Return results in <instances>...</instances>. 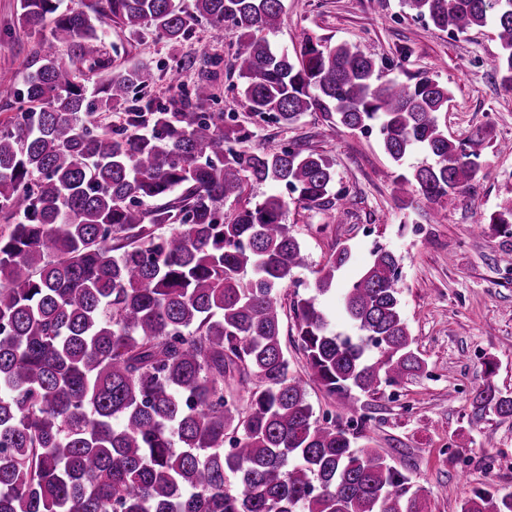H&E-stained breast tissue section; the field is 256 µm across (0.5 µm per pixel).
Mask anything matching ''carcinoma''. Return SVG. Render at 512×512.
<instances>
[{
    "instance_id": "carcinoma-1",
    "label": "carcinoma",
    "mask_w": 512,
    "mask_h": 512,
    "mask_svg": "<svg viewBox=\"0 0 512 512\" xmlns=\"http://www.w3.org/2000/svg\"><path fill=\"white\" fill-rule=\"evenodd\" d=\"M404 5L440 31L493 24L494 66L512 88V0ZM282 13V0H192L190 12L181 0H98L91 14L20 0L19 25L40 39L17 112L0 123V512H428L407 476L307 401L314 383L351 413L357 395L424 371L396 255L376 249L343 289L359 336L338 334L317 296L339 288L350 249L287 307L282 291L305 265L288 199L244 198L250 183H279L338 219L329 156L228 147L249 133L208 110L217 58L117 68L98 54L90 90L58 57L67 46L86 60L105 26L176 45L200 17L215 41L242 38L235 72L254 114L292 125L318 111L351 131L378 128L394 166L426 156L397 178L412 199L479 179L483 137L468 149L448 139L447 85L382 82L370 55L322 37L278 50L262 32ZM157 69L179 89L166 103L147 95ZM489 228L512 238V203ZM289 316L302 375L283 338ZM495 370L485 363L474 422L512 417ZM460 512H512V492H477Z\"/></svg>"
}]
</instances>
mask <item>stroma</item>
Listing matches in <instances>:
<instances>
[{
    "label": "stroma",
    "instance_id": "stroma-1",
    "mask_svg": "<svg viewBox=\"0 0 512 512\" xmlns=\"http://www.w3.org/2000/svg\"><path fill=\"white\" fill-rule=\"evenodd\" d=\"M17 4L0 0V77L18 84L30 69L35 40L18 26ZM307 35L358 46L373 57L382 79L433 75L446 84L449 137L486 134L487 165L479 181L437 202L411 206L397 189L399 170L377 133L350 131L320 112L305 113L290 126L253 116L233 70L238 38L211 42L206 20L194 21L189 39L175 46L147 30L132 35L113 27L98 49L116 51L119 64L219 57L212 108L236 117L250 134L247 147L276 150L297 143L332 159L344 219L337 223L329 212L290 202L286 222L307 264L288 289L311 294L320 269L340 246L351 249L340 274L345 283L376 248L392 251L399 260L404 317L426 362L424 372L402 386L360 397L357 412L366 421L357 428V446L378 449L413 487L423 488L429 512H459L477 490L512 492V418L492 415L475 423L470 407L485 361L497 365L495 383L512 389V267L500 260L512 240L476 230L512 199V152L499 149L512 141V89L494 69L496 31H440L402 0H284L282 22L270 41L292 51ZM437 209L443 221L430 223Z\"/></svg>",
    "mask_w": 512,
    "mask_h": 512
}]
</instances>
